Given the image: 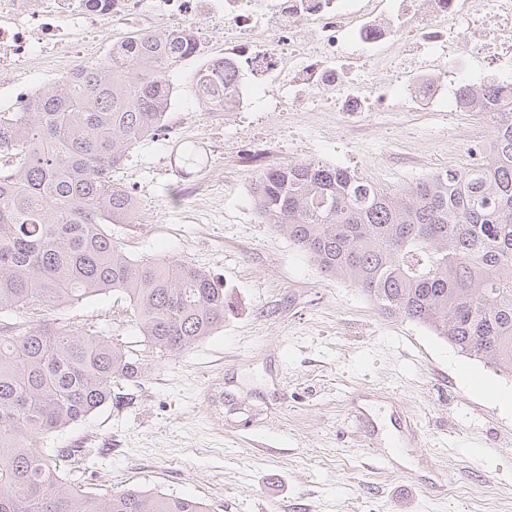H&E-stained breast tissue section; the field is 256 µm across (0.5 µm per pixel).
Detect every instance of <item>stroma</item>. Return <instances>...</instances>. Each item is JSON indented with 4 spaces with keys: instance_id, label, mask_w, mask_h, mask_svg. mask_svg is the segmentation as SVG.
Here are the masks:
<instances>
[{
    "instance_id": "1",
    "label": "stroma",
    "mask_w": 512,
    "mask_h": 512,
    "mask_svg": "<svg viewBox=\"0 0 512 512\" xmlns=\"http://www.w3.org/2000/svg\"><path fill=\"white\" fill-rule=\"evenodd\" d=\"M171 75L175 140L140 142L114 179L138 218L112 234L134 259L174 256L226 296L224 326L157 358L128 398L58 436L96 463L85 487L137 488L218 512H512V378L467 358L431 330L383 314L349 281L327 277L262 220L263 170L311 159L392 190L469 163L491 129L475 112H243L218 119ZM192 144L188 166L175 145ZM90 319L134 350L128 299L107 293L49 313ZM221 386L224 402L206 392ZM378 424L376 447L350 419ZM418 422L413 441L398 419Z\"/></svg>"
}]
</instances>
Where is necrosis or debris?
<instances>
[{"label":"necrosis or debris","instance_id":"1","mask_svg":"<svg viewBox=\"0 0 512 512\" xmlns=\"http://www.w3.org/2000/svg\"><path fill=\"white\" fill-rule=\"evenodd\" d=\"M186 37L206 57L217 30L233 75L224 111L259 112L282 90L292 112L356 116L383 94L391 112H470L485 70L512 79V0H0V94L15 111L42 56L92 59L103 27Z\"/></svg>","mask_w":512,"mask_h":512}]
</instances>
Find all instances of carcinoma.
I'll return each mask as SVG.
<instances>
[{
    "label": "carcinoma",
    "instance_id": "cac0c4a2",
    "mask_svg": "<svg viewBox=\"0 0 512 512\" xmlns=\"http://www.w3.org/2000/svg\"><path fill=\"white\" fill-rule=\"evenodd\" d=\"M181 62L178 41L142 35L39 93L32 111L0 112V512H211L135 488L86 492L71 475L84 449L41 446L147 369L93 324L44 312L120 293L159 358L224 326V289L209 274L174 257L132 259L107 229L137 219L112 172L160 131ZM196 86L212 107L224 72H201ZM499 93L486 82L492 137L480 162L402 192L319 160L283 163L258 177L253 197L320 273L512 377V103Z\"/></svg>",
    "mask_w": 512,
    "mask_h": 512
}]
</instances>
